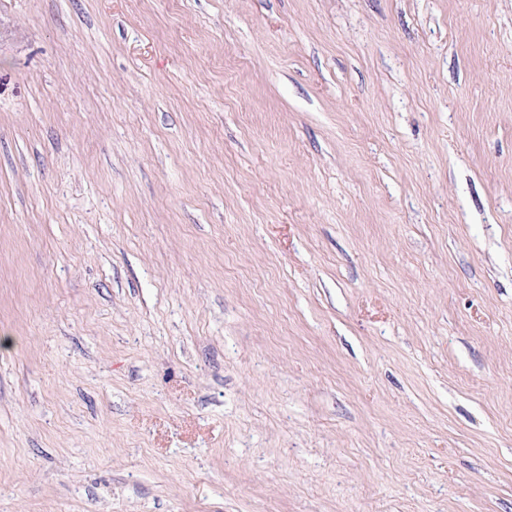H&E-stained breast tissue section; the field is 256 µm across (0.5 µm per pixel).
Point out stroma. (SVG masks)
<instances>
[{
	"mask_svg": "<svg viewBox=\"0 0 512 512\" xmlns=\"http://www.w3.org/2000/svg\"><path fill=\"white\" fill-rule=\"evenodd\" d=\"M0 512H512V0H0Z\"/></svg>",
	"mask_w": 512,
	"mask_h": 512,
	"instance_id": "stroma-1",
	"label": "stroma"
}]
</instances>
